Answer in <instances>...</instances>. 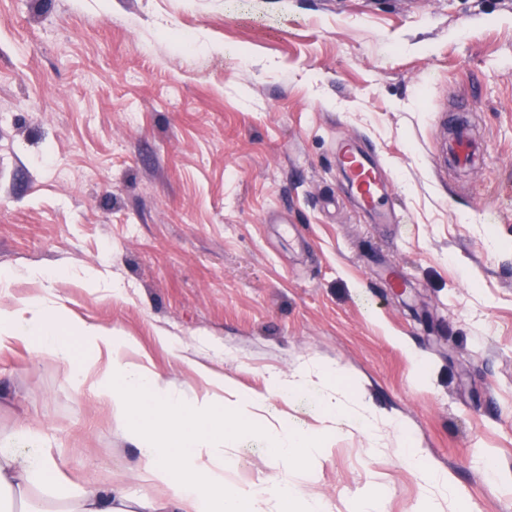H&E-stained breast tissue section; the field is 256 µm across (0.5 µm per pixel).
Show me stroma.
I'll return each mask as SVG.
<instances>
[{"label": "stroma", "instance_id": "35a3bbf8", "mask_svg": "<svg viewBox=\"0 0 512 512\" xmlns=\"http://www.w3.org/2000/svg\"><path fill=\"white\" fill-rule=\"evenodd\" d=\"M463 100L487 158L472 172L445 161ZM349 136L403 223L354 206ZM1 268L53 272L12 301L131 337L188 394L342 368L383 420L292 476L326 512L375 490L383 512H512V0H0ZM68 375L0 350V438L31 426L70 481L148 492L138 448ZM269 406L322 426L311 392ZM267 431L242 434L226 481L267 475ZM404 432L451 486L415 475Z\"/></svg>", "mask_w": 512, "mask_h": 512}]
</instances>
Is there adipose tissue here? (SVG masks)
Listing matches in <instances>:
<instances>
[{"label":"adipose tissue","instance_id":"ef3b65f1","mask_svg":"<svg viewBox=\"0 0 512 512\" xmlns=\"http://www.w3.org/2000/svg\"><path fill=\"white\" fill-rule=\"evenodd\" d=\"M15 276V271L0 269V349L19 339L37 354L69 364L73 391L92 390L109 407L126 439L140 450L145 480L163 495L133 497L120 485L94 481L73 488L50 449L41 448L26 462L0 450V512H16V504L28 502L36 492L66 502V512H266L269 503L281 512L296 497L289 471L312 473L325 454L327 438L342 425L354 421L371 429L379 419L363 401L348 411L336 395L340 370L320 365L291 380L270 377L263 396L229 385L201 397L186 396L147 365L128 360L132 343L111 329L73 322L40 300L9 304L7 288ZM103 355L108 362L101 368L97 362ZM299 390L319 394L322 435L280 427L271 440L269 474L248 492L228 484L226 451L257 411L267 410V395L284 398Z\"/></svg>","mask_w":512,"mask_h":512}]
</instances>
